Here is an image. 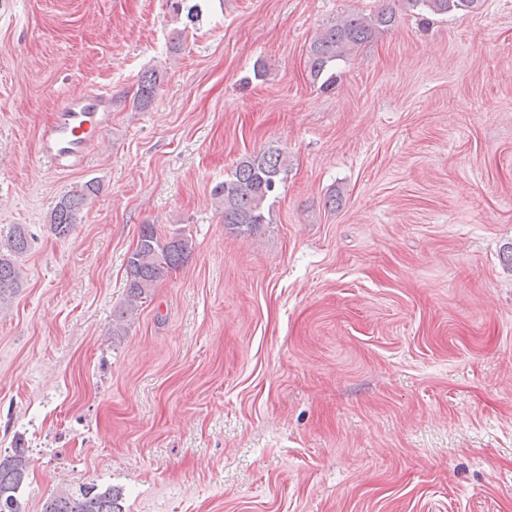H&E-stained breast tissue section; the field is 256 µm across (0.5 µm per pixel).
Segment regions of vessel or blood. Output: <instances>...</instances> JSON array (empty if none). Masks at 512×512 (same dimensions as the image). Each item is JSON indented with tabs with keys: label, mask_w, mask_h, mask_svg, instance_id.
Instances as JSON below:
<instances>
[{
	"label": "vessel or blood",
	"mask_w": 512,
	"mask_h": 512,
	"mask_svg": "<svg viewBox=\"0 0 512 512\" xmlns=\"http://www.w3.org/2000/svg\"><path fill=\"white\" fill-rule=\"evenodd\" d=\"M112 97L84 90L66 98L41 135L43 165L56 171L82 167L92 137L103 136L111 122Z\"/></svg>",
	"instance_id": "b4317fda"
}]
</instances>
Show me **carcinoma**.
Here are the masks:
<instances>
[{
    "label": "carcinoma",
    "instance_id": "obj_1",
    "mask_svg": "<svg viewBox=\"0 0 512 512\" xmlns=\"http://www.w3.org/2000/svg\"><path fill=\"white\" fill-rule=\"evenodd\" d=\"M395 2L418 16L444 15L452 11H471L480 0H387L378 11L363 15L351 13L322 27L308 50L310 75L321 87L336 84V61L348 58L361 45L372 41L377 34L391 28L395 22ZM173 18L186 15L189 21L199 17L200 7L188 0H167ZM158 87L154 73L142 77L135 101L139 108L153 102ZM286 171L282 153L273 150L242 158L224 184L214 190L224 214V223L237 229L252 231L261 224L271 222L272 199ZM99 192V185L88 180L76 189L62 195L49 215V224L56 235L66 237L80 221L82 208ZM28 233L16 228L0 243V304L7 302L19 288L20 267L16 258L28 251ZM188 236L175 233L170 238L158 236L152 224L140 228L134 250L126 263L128 296L123 311L118 315V327L123 329L125 318L134 312L141 299L147 298L156 283L166 273L178 268L191 252ZM30 457L25 448H16L12 454L0 457V512H24L21 490L30 471ZM120 491L95 484L80 488L75 493L48 497L41 512H123Z\"/></svg>",
    "mask_w": 512,
    "mask_h": 512
}]
</instances>
